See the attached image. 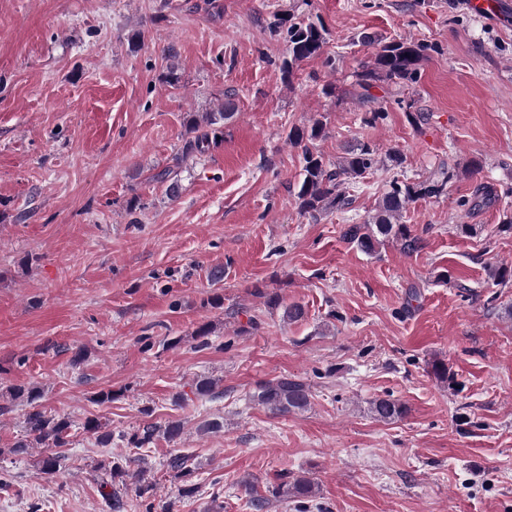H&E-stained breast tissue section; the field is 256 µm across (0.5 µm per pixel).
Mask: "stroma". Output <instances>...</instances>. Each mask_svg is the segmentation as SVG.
Returning <instances> with one entry per match:
<instances>
[{
	"instance_id": "stroma-1",
	"label": "stroma",
	"mask_w": 512,
	"mask_h": 512,
	"mask_svg": "<svg viewBox=\"0 0 512 512\" xmlns=\"http://www.w3.org/2000/svg\"><path fill=\"white\" fill-rule=\"evenodd\" d=\"M494 2L0 0V512H101L93 466L170 419L184 434L147 449L146 479L173 512H253L243 481L262 495L285 474L316 492L267 512H512V283L490 276L512 267V11ZM282 17L322 23L324 55L283 72ZM406 38L428 46L416 82L362 89L363 65ZM226 105L223 142L181 158L189 114ZM318 119L327 163L360 143L378 163L348 182L349 208L314 218L296 206L288 133ZM166 167L174 200L152 179ZM399 173L447 177V192L403 212L416 251L365 254L343 232ZM480 184L490 203L459 207ZM294 303L305 318L284 321ZM283 375L310 385L306 411L251 401ZM202 376L221 397L174 406ZM28 384L74 423L70 468L51 479L12 452L30 406L5 391ZM379 397L406 416L374 418ZM92 417L110 446L83 430ZM211 420L221 429L203 431ZM174 448L194 458L196 497L164 468Z\"/></svg>"
}]
</instances>
